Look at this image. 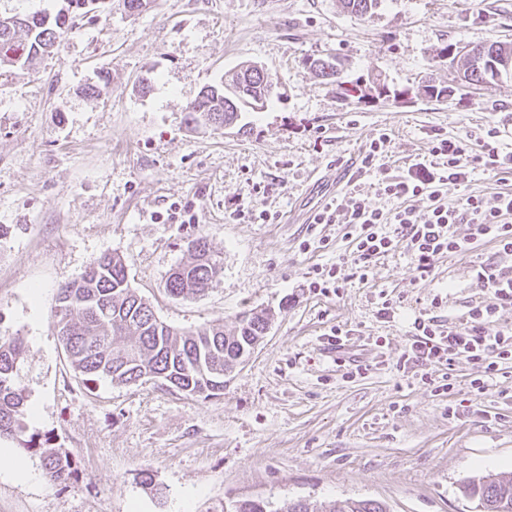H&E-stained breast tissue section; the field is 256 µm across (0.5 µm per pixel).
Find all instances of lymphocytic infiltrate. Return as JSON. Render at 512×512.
<instances>
[{"label":"lymphocytic infiltrate","instance_id":"1","mask_svg":"<svg viewBox=\"0 0 512 512\" xmlns=\"http://www.w3.org/2000/svg\"><path fill=\"white\" fill-rule=\"evenodd\" d=\"M430 153L438 157V164L416 162L406 176H385L378 183L380 195L405 200L404 208L385 211L372 206L361 194L349 193L345 202L346 237L354 247L357 274H365L372 259L401 244L420 278L432 272L439 258L464 253L477 241L494 242L500 252L512 255V192L500 195L491 207L476 195L466 196L457 206L436 203L438 186L468 182L473 161L464 141L456 139L436 140ZM416 197L427 198L425 211L409 207V200ZM462 223L470 230L463 239L452 232L453 225ZM476 277L488 290V300L472 307L464 322L445 330L433 319H415V339L403 358L427 366L459 359L479 363L483 375L472 380L471 387L480 393L503 364L512 362V333L501 329L496 319L499 307L512 305V275L483 267Z\"/></svg>","mask_w":512,"mask_h":512}]
</instances>
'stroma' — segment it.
Here are the masks:
<instances>
[{
    "label": "stroma",
    "mask_w": 512,
    "mask_h": 512,
    "mask_svg": "<svg viewBox=\"0 0 512 512\" xmlns=\"http://www.w3.org/2000/svg\"><path fill=\"white\" fill-rule=\"evenodd\" d=\"M492 40L512 42V0H384L364 17L341 0H153L131 16L113 6L32 74H0V336L24 344L17 381L30 438L0 441L30 471L0 470V512H224L244 500L346 498L389 512H479L463 484L512 474V363L478 394V364L401 357L415 319L462 322L488 297L477 271L512 274V255L482 241L418 279L400 247L362 281L344 223L312 217L353 189L399 207L378 195L381 172L404 174L437 138L466 141L494 126L501 153L512 152V72L444 104L418 93L428 79L447 81V64L432 60L443 44ZM328 57L348 80L378 77L411 95L342 100L308 66ZM245 62L275 85L266 107L243 112L239 130L187 128L186 105ZM102 75L107 94L89 98L84 86ZM383 133V167H363ZM510 190L512 178L480 163L439 197L491 206ZM263 211L278 221L259 220ZM201 236L222 271L204 294L172 298L165 282ZM106 252L176 331L271 312L223 393L75 373L54 327L57 292ZM335 262L343 287H311L314 267ZM448 371L454 395L434 394L429 379ZM44 448L72 457L71 479L48 481ZM145 470L161 494L142 485Z\"/></svg>",
    "instance_id": "stroma-1"
}]
</instances>
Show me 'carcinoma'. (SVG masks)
Returning <instances> with one entry per match:
<instances>
[{"label":"carcinoma","instance_id":"1","mask_svg":"<svg viewBox=\"0 0 512 512\" xmlns=\"http://www.w3.org/2000/svg\"><path fill=\"white\" fill-rule=\"evenodd\" d=\"M92 0H64L54 11L27 15L0 14V70L27 73L41 58L72 32L76 22L90 12L106 11V0L91 8ZM382 0H343L348 12L363 17L377 9ZM484 58L498 61L512 54V43L499 40L483 46ZM254 72L262 85L268 74L253 63L243 64L226 85L240 83L246 72ZM214 93L198 96L185 109V123L197 128L230 125L238 113L221 112ZM190 261L177 267L166 281L175 298H190L204 292L222 271L205 238L191 242ZM55 323L58 336L73 369L84 380L108 378L117 384H135L152 375V380L190 396H217L224 391V377L214 375L236 363L249 352L255 337L268 328L269 314L250 310L240 316L231 330L215 324L179 333L160 322L151 306L131 288L120 256L104 253L77 280L58 289ZM24 348L17 337L0 336V437L18 439L25 432L27 396L16 375ZM46 477L56 483L70 479L73 461L52 448L41 451ZM478 499L481 512H512V477L485 476L464 487ZM225 512H278L263 501L237 502ZM283 512H388L374 499L348 498L339 502L288 501Z\"/></svg>","mask_w":512,"mask_h":512}]
</instances>
